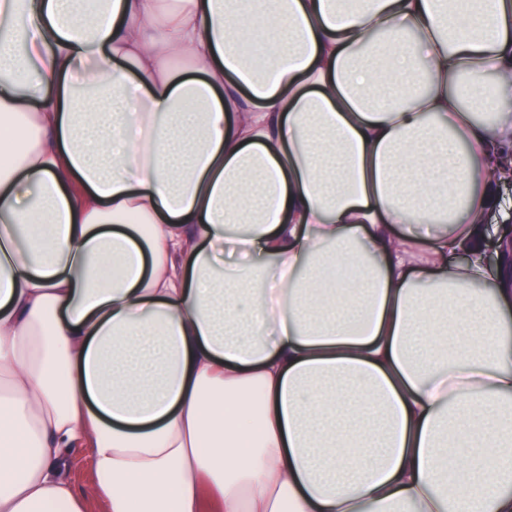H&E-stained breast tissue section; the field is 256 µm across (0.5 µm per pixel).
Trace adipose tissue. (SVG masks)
<instances>
[{"label":"adipose tissue","mask_w":512,"mask_h":512,"mask_svg":"<svg viewBox=\"0 0 512 512\" xmlns=\"http://www.w3.org/2000/svg\"><path fill=\"white\" fill-rule=\"evenodd\" d=\"M0 125V512H512V0H0ZM512 179V178H511ZM510 179V180H511ZM502 181L496 185L497 206L491 210L485 220L488 230L489 227L502 226L499 236L492 237L490 241L487 257L495 264L499 258H503V252L507 245L512 244V218L508 224H503L504 219L511 216L512 212V190L509 181Z\"/></svg>","instance_id":"adipose-tissue-1"}]
</instances>
